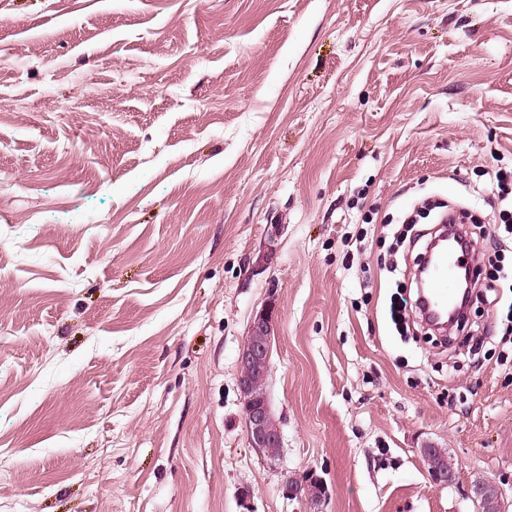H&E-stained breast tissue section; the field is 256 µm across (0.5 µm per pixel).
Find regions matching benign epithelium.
Wrapping results in <instances>:
<instances>
[{
	"label": "benign epithelium",
	"mask_w": 512,
	"mask_h": 512,
	"mask_svg": "<svg viewBox=\"0 0 512 512\" xmlns=\"http://www.w3.org/2000/svg\"><path fill=\"white\" fill-rule=\"evenodd\" d=\"M284 230L282 224L269 225L255 268L265 267L277 251L278 240ZM275 303L269 301L264 308L252 316L243 346L238 357L237 386L242 400V410L248 443L260 451L282 447L280 422L276 418L267 395H257L256 384L268 382L272 344L275 338ZM432 483L439 488L454 484L455 472L448 468L441 449L430 443L420 449ZM490 480L478 479L467 491V497L476 506L475 512H506L503 509V492L492 496L488 487ZM285 493L291 498H316L313 481H291L285 485Z\"/></svg>",
	"instance_id": "benign-epithelium-1"
}]
</instances>
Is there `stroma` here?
I'll return each instance as SVG.
<instances>
[{
    "label": "stroma",
    "mask_w": 512,
    "mask_h": 512,
    "mask_svg": "<svg viewBox=\"0 0 512 512\" xmlns=\"http://www.w3.org/2000/svg\"><path fill=\"white\" fill-rule=\"evenodd\" d=\"M501 168L512 0H0V512H512L504 315L389 311L415 201L495 234ZM480 255L512 302V241ZM271 300L274 458L236 385ZM284 230V225L271 224L269 225L266 233V238L262 249L260 250L256 261L255 268L265 267L270 260L274 257L277 251L278 240ZM441 449L442 448H436L434 444L429 443L425 448H421L420 452L428 466V473L432 483L442 489L448 488L454 484L455 472L453 469L448 468L453 467V463L448 457V453L443 450L448 460L447 466ZM491 484L496 485L494 481L478 479L467 491V497L476 506L475 512H506L502 506L504 503L502 490L496 485L499 491L492 497L488 492Z\"/></svg>",
    "instance_id": "stroma-1"
}]
</instances>
